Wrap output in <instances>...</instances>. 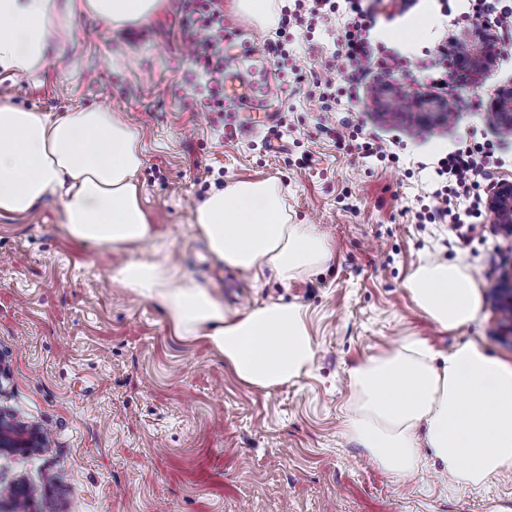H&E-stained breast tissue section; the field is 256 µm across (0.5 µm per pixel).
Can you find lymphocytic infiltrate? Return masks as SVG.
<instances>
[{
	"label": "lymphocytic infiltrate",
	"mask_w": 512,
	"mask_h": 512,
	"mask_svg": "<svg viewBox=\"0 0 512 512\" xmlns=\"http://www.w3.org/2000/svg\"><path fill=\"white\" fill-rule=\"evenodd\" d=\"M339 13L345 14L347 21L328 60L327 67L334 77L325 82L321 99L326 105L342 97L359 104L371 74L379 70L408 71L414 65L412 58L387 52L385 46L372 39L376 17L365 9L363 0H291L281 10L276 39L266 41L262 51L274 61H284L288 57L290 33L311 28L315 22ZM182 29L191 45L195 75L208 80L206 95H192L193 106L209 108L223 104L224 88L217 81L218 75L224 72L223 14L211 4L202 9L191 8L185 12ZM320 131L337 142L354 143L358 159L390 161L397 157L378 133L367 131L357 112H348L339 124L321 126ZM503 164L489 143L473 141L443 153L435 168L439 187L433 196L438 203L433 207L421 205L417 219L423 224H461L468 218H480L479 182L491 180Z\"/></svg>",
	"instance_id": "1"
}]
</instances>
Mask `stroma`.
<instances>
[{"instance_id": "obj_1", "label": "stroma", "mask_w": 512, "mask_h": 512, "mask_svg": "<svg viewBox=\"0 0 512 512\" xmlns=\"http://www.w3.org/2000/svg\"><path fill=\"white\" fill-rule=\"evenodd\" d=\"M217 4L243 51L260 52L273 37L234 0ZM366 5L376 38L419 59L451 47L476 19L467 0ZM181 21L178 0L119 29L79 13L51 42L43 72L0 76V100L40 112L104 107L137 127V181L155 229L152 240L115 252L70 239L52 197L0 216V360L11 374L0 408L51 439L41 452L0 454V489L17 480L36 488L31 512H512V471L476 489L452 485L431 464L399 480L343 433L355 402L350 370L403 337L443 352L476 340L512 361V334L492 306L512 272V241L488 213L464 239L414 217L418 197L436 188L439 151L466 136L504 142L512 176V138L502 139L486 109L512 84V34L498 33L491 71L449 83L451 120L364 114L367 127L405 148L396 162H362L353 144L319 131L349 107L343 99L326 112L320 103L344 17L290 38L287 61L262 58L251 76L252 123L231 137L224 126L242 105L185 103L194 77ZM403 30L416 34L414 47L399 41ZM267 112L275 129L263 123ZM272 134L274 152L264 146ZM268 179L280 184L292 222L318 225L333 246L323 269L287 283L215 262L194 225L212 189ZM146 256L174 261L232 311L301 306L316 346L310 372L268 391L245 387L205 340L177 338L160 307L112 282L113 268ZM427 256L473 276L482 298L475 323L444 331L416 306L404 283Z\"/></svg>"}]
</instances>
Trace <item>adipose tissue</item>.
Here are the masks:
<instances>
[{"label":"adipose tissue","mask_w":512,"mask_h":512,"mask_svg":"<svg viewBox=\"0 0 512 512\" xmlns=\"http://www.w3.org/2000/svg\"><path fill=\"white\" fill-rule=\"evenodd\" d=\"M80 12L115 28L152 16L160 0H73ZM68 23L56 0H0V74L32 75ZM143 164L138 131L105 109L58 117L0 101V215L28 213L59 197L73 239L115 251L150 240L140 202ZM195 227L214 259L246 271L264 268L281 281L322 267L330 244L312 224L290 223L277 185L240 181L212 190L195 211ZM112 280L166 312L175 336L205 337L245 386L269 390L307 373L316 350L302 310L270 303L232 312L176 264L143 258L115 267ZM406 286L440 328L475 322L481 297L461 266L427 258ZM355 407L345 424L381 469L417 474L429 449L451 481L481 486L512 470V363L479 342L438 353L407 338L350 373Z\"/></svg>","instance_id":"ef3b65f1"}]
</instances>
